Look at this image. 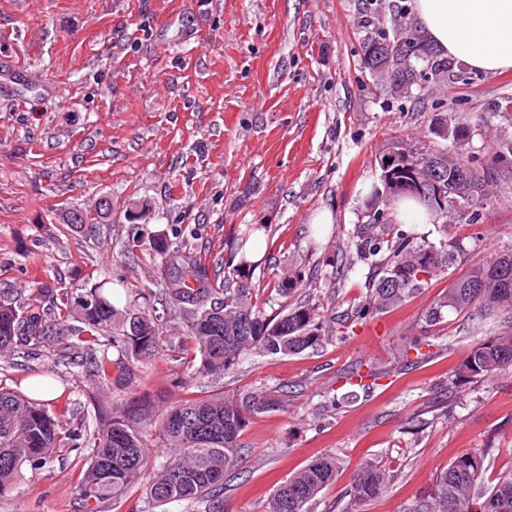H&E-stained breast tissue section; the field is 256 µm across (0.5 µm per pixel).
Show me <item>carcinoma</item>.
<instances>
[{"instance_id":"carcinoma-1","label":"carcinoma","mask_w":512,"mask_h":512,"mask_svg":"<svg viewBox=\"0 0 512 512\" xmlns=\"http://www.w3.org/2000/svg\"><path fill=\"white\" fill-rule=\"evenodd\" d=\"M388 20L382 5L369 9L367 33L361 41L360 72L392 99H420L427 84L448 81L452 62L440 57L407 9ZM430 133L434 146L408 145V173L397 186L378 180L371 190L364 217L352 232L357 260L369 265L365 301L341 321L323 314L310 301L286 303L268 314L250 289L238 282L249 267L246 245L265 224H255L232 242L229 255L198 250L193 240L198 229L172 224L150 230L137 223L144 206L132 203L136 221L118 243L120 254L149 263L155 277L149 284L128 287L122 275L104 277L78 288L56 280L33 281L34 298L0 300V352L23 363L48 354L80 369L79 377L100 389H129L146 359L163 352L161 330L180 318L187 334L180 338L178 362L183 372L198 367L212 377L236 370L253 352L298 355L315 351L331 341L338 327L353 328L405 304L448 273L460 250L448 229L476 223L491 199L490 184L499 173L512 169V142L499 143L487 160L459 158L470 128L448 117L439 119ZM441 170V184L466 198L471 213L462 216L455 201L444 208L432 205L426 194L406 190L405 181H425L430 167ZM412 198L439 225L438 242H419L396 218L397 203ZM109 200L94 212L65 210L64 223L77 233H96L110 216ZM311 286L305 273L295 270L277 283L283 297L294 288ZM483 313L498 318L492 336L477 343L461 359L452 383L486 378L512 370V252L475 263L421 315L422 328L443 324L446 312ZM117 358H112V351ZM289 391L281 387L246 389L230 399L220 393L192 395L162 410L132 397L118 410L97 398L90 399L94 421L62 437L59 422L40 400L0 387V498L10 496L23 479L24 468L44 467L53 449L69 440L86 451L76 492L84 512H105L109 503L141 487L148 502H173L204 512H222L224 476L249 455L241 436L249 419L288 407ZM155 431L169 456L160 466L151 461L146 433ZM487 449L456 458L441 470L429 490L408 512H512V473L481 489ZM340 459L325 454L279 484L270 495L267 512H309V506L340 472ZM388 475L378 464L365 461L355 470L350 510L362 512L369 502L386 493Z\"/></svg>"}]
</instances>
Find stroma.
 <instances>
[{
	"label": "stroma",
	"mask_w": 512,
	"mask_h": 512,
	"mask_svg": "<svg viewBox=\"0 0 512 512\" xmlns=\"http://www.w3.org/2000/svg\"><path fill=\"white\" fill-rule=\"evenodd\" d=\"M366 0H0V293H29L33 279L73 286L114 270L133 284L153 270L125 262L116 248L132 202L158 230L201 231L212 251L246 224L270 229L263 259L245 282L265 312L283 304L273 284L287 270L314 276L311 297L344 314L364 299L371 275L356 264L334 282L340 255L363 223L365 190L395 138L429 141L434 110L391 103L359 71ZM471 135L464 152L489 158L512 140V71L459 65L433 88ZM109 197L112 217L94 238L71 232L65 209ZM332 221L317 223L321 213ZM464 250L448 273L400 308L324 348L299 355L246 356L221 378L197 376L191 391L232 396L287 387V409L250 419L248 458L227 478L224 512H266L276 483L316 457L341 461L335 482L310 512H346L358 464L389 475L387 493L365 512H407L439 470L489 449L485 486L512 472V373L455 386L465 352L495 321L447 315L428 357L398 367L400 350L421 333L419 317L471 264L512 250V177L495 188L475 227L460 228ZM371 363L384 376L346 404L331 405L340 377ZM156 407L179 400L167 356L144 364ZM53 373L69 400L47 408L70 431L92 422L82 384L42 357L30 367L0 356V384L26 389ZM83 456L55 449L27 473L0 512H83L75 485Z\"/></svg>",
	"instance_id": "35a3bbf8"
}]
</instances>
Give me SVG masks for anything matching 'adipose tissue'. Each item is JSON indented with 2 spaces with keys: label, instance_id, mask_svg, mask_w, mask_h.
I'll return each mask as SVG.
<instances>
[{
  "label": "adipose tissue",
  "instance_id": "obj_1",
  "mask_svg": "<svg viewBox=\"0 0 512 512\" xmlns=\"http://www.w3.org/2000/svg\"><path fill=\"white\" fill-rule=\"evenodd\" d=\"M411 9L439 52L488 74L512 70V0H411Z\"/></svg>",
  "mask_w": 512,
  "mask_h": 512
}]
</instances>
